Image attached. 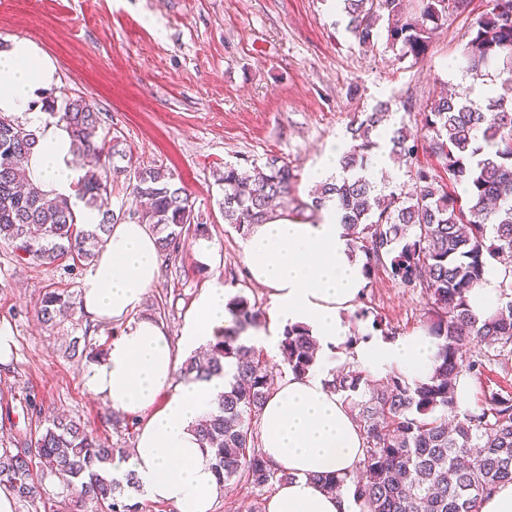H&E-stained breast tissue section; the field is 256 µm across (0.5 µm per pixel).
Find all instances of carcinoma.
<instances>
[{"label":"carcinoma","mask_w":512,"mask_h":512,"mask_svg":"<svg viewBox=\"0 0 512 512\" xmlns=\"http://www.w3.org/2000/svg\"><path fill=\"white\" fill-rule=\"evenodd\" d=\"M347 30L359 46H369L381 20L388 21V41L398 59L419 62L431 36L448 22L449 9L465 0H341ZM461 70L481 86L512 84V0H487L461 55ZM50 118L69 129L77 150L95 165L76 185L75 199L48 197L40 186L21 178L20 170L36 144L35 135L13 115L0 113V241L16 262L64 267L70 271L95 261L113 224L125 219L108 207L115 160H132L117 137L100 136L101 119L81 97L45 103ZM392 112V102L357 112L346 127L351 148L340 159V178L320 182L304 201L292 195L298 180L288 161L273 156L249 168L224 164V223L241 235L274 216L276 203L288 200L286 216L305 220L326 202L336 203L345 234L364 256L363 272L389 265L393 278L427 295V334L437 352L426 382L392 370L382 384L369 388L368 374L345 364L329 388L348 404L363 432L364 453L356 474L316 477L328 492L352 484L356 512H481L483 500L502 483L512 482V396L485 394L480 410L461 417L455 380L478 376L490 367H508L512 359V281L502 283L495 316L479 320L469 295L482 280L488 259L512 256V98L488 96L484 104L440 95L423 105L424 137L448 174L441 182L435 169L414 164L417 141L402 122L388 128L392 161L406 165L411 188L389 183L379 188L365 175L377 143L373 133ZM132 193L145 201L135 220L150 224L159 249H179L182 235L209 238L208 224L196 213L191 193L161 167H139ZM98 211L99 222L86 224L81 207ZM406 240L400 251L395 244ZM73 294L47 288L39 301L41 321L51 327L75 314ZM231 325L203 354L180 367L184 379L208 380L234 374L214 408L195 426L205 458L224 485L245 482L263 488L283 483L290 474L265 460L256 424L273 393L275 380L263 350L241 342L248 328L261 326L257 304L238 293L230 300ZM78 329L81 323L72 321ZM83 328V327H81ZM72 338L68 353L91 360L103 354L89 336ZM283 362L295 375L309 371L314 349L307 330L284 329ZM367 397L358 400L362 388ZM124 454L74 419L47 420L34 437L0 445V485L8 486L27 512H40L42 492L34 472L66 478V490L78 500H94L108 512H137L127 491L140 490L136 474L111 477L105 464Z\"/></svg>","instance_id":"cac0c4a2"}]
</instances>
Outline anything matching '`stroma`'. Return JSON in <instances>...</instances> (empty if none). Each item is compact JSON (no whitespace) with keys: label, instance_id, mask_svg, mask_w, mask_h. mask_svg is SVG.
<instances>
[{"label":"stroma","instance_id":"1","mask_svg":"<svg viewBox=\"0 0 512 512\" xmlns=\"http://www.w3.org/2000/svg\"><path fill=\"white\" fill-rule=\"evenodd\" d=\"M485 8L486 0H470L451 12L418 64L396 60L383 28L374 49H362L335 0H0V39L40 45L57 69L53 96H83L133 165L172 171L195 198L220 260L201 265L187 239L178 254L162 256L143 307L164 324L182 362L184 317L212 279L255 301L267 315L265 331L277 328L269 290L246 274L244 238L218 208L219 171L282 157L297 167L295 193L304 199L312 170L354 113L408 100L411 109L397 117L421 129L427 99L447 90L472 97L455 60ZM89 272L20 265L0 243V319L16 342L11 362L0 366V410L11 411L0 437L33 434L44 417L63 414L114 447H135L138 428L113 424L109 405L83 387L88 359L67 357L69 323L50 329L38 316L44 289L80 292ZM356 306L368 311L352 323L356 336H376L377 318L399 336L421 332L426 320L420 290L384 267L366 280Z\"/></svg>","mask_w":512,"mask_h":512}]
</instances>
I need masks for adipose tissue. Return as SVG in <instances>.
Returning a JSON list of instances; mask_svg holds the SVG:
<instances>
[{"instance_id":"1","label":"adipose tissue","mask_w":512,"mask_h":512,"mask_svg":"<svg viewBox=\"0 0 512 512\" xmlns=\"http://www.w3.org/2000/svg\"><path fill=\"white\" fill-rule=\"evenodd\" d=\"M56 67L36 42L10 38L0 45V113L20 118L37 137L27 174L49 196L70 197L82 172L64 125L48 123L41 100L57 82ZM251 280L269 288L279 326L301 325L317 342L314 366L286 376L266 401L262 451L290 478L269 499L267 512H352L347 492L329 494L314 475H352L363 453V436L353 413L326 381L350 362L374 376L398 369L426 380L436 352L423 333L349 344L345 312L364 284L362 263L352 255L340 214L326 205L317 222L285 216L253 225L242 250ZM160 275L156 237L148 225L125 220L112 225L81 287L82 315L94 323L123 325L105 359L91 363L82 384L118 412L145 416L128 459L111 473L133 470L149 501L176 512H210L224 488L205 460L195 421L207 414L224 380H177L176 358L163 324L142 313ZM230 293L220 281L201 291L184 319L185 349L206 346L229 319ZM166 403H159L161 393Z\"/></svg>"}]
</instances>
